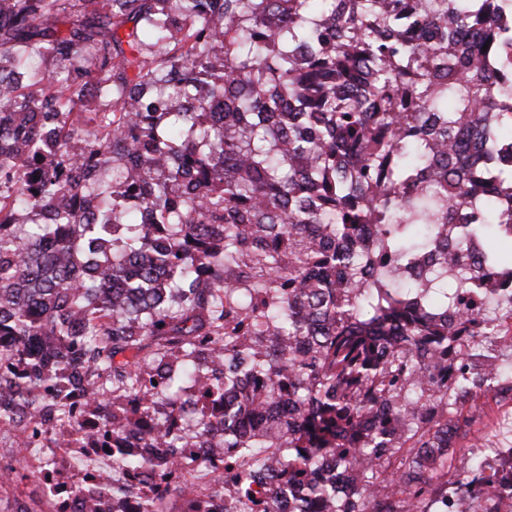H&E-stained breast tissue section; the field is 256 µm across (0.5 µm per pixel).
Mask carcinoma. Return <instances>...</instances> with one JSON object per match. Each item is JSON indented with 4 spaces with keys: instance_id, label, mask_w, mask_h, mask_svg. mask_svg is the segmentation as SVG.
Returning <instances> with one entry per match:
<instances>
[{
    "instance_id": "cac0c4a2",
    "label": "carcinoma",
    "mask_w": 512,
    "mask_h": 512,
    "mask_svg": "<svg viewBox=\"0 0 512 512\" xmlns=\"http://www.w3.org/2000/svg\"><path fill=\"white\" fill-rule=\"evenodd\" d=\"M512 0H0V423L28 448L110 413L112 473L175 512L196 405L237 512H428L448 406L512 373L448 375L460 304L512 270ZM112 98L35 79L19 44ZM495 108L493 121L487 112ZM373 230L374 253L359 242ZM489 245L472 255L468 245ZM423 265L408 279L402 269ZM349 485L336 494V468Z\"/></svg>"
}]
</instances>
